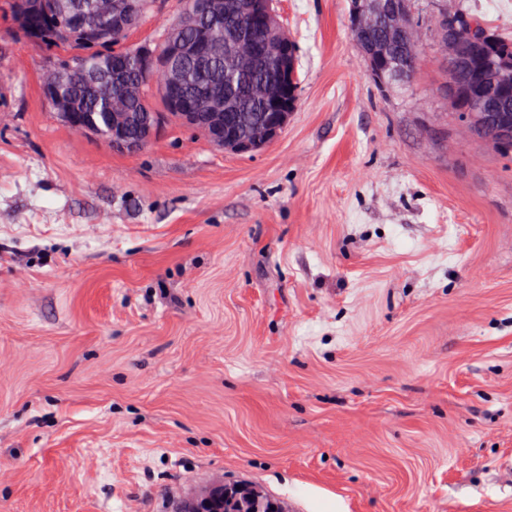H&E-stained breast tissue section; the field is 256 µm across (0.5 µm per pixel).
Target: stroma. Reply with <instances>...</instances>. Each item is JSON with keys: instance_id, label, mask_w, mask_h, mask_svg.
<instances>
[{"instance_id": "1", "label": "stroma", "mask_w": 512, "mask_h": 512, "mask_svg": "<svg viewBox=\"0 0 512 512\" xmlns=\"http://www.w3.org/2000/svg\"><path fill=\"white\" fill-rule=\"evenodd\" d=\"M350 0H278L299 101L252 154L113 151L47 108L0 0V512H512V154L459 121L434 20L376 86ZM240 492H244L254 512L264 511V498L259 492L224 486V482H216L187 497L179 504L176 512H234L225 511L224 507L233 502ZM242 495L239 494L237 498L242 500Z\"/></svg>"}]
</instances>
